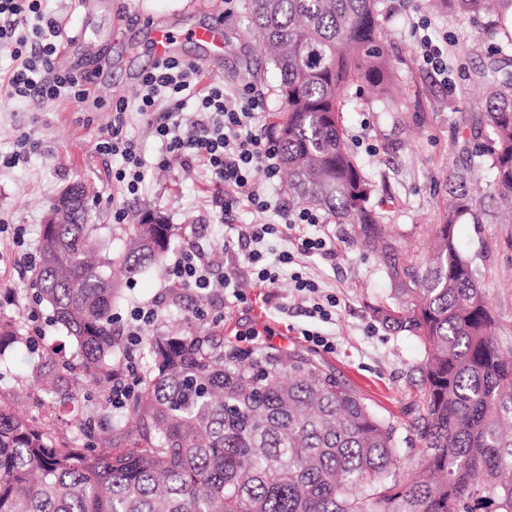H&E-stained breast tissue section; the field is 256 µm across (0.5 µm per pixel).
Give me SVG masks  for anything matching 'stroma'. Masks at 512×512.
Masks as SVG:
<instances>
[{
    "label": "stroma",
    "mask_w": 512,
    "mask_h": 512,
    "mask_svg": "<svg viewBox=\"0 0 512 512\" xmlns=\"http://www.w3.org/2000/svg\"><path fill=\"white\" fill-rule=\"evenodd\" d=\"M390 5L385 27L395 66V105L386 112L372 95H364L356 105L344 108L342 123L350 147L376 186L373 206L406 243L425 254L432 246L434 225L443 220L448 179L464 158L463 146L480 138L474 121L479 113L480 73L491 47L512 38V22L493 30L482 19L426 10L422 0H390ZM47 10L56 18L62 37L86 28L80 51H95L94 62L104 76L90 83V97L82 109L68 101L0 96V157L15 152L19 139L28 141L24 159L0 167V290L14 293L11 303L0 305V312L21 318L26 334L35 340L48 344L60 340L63 331L53 323L50 310L33 301L32 272L19 258L25 251L37 253L41 226L60 193L72 184H84L89 220L102 227L103 253L116 255L125 249L126 236L112 221L117 208L127 209L131 224L144 212L158 213L181 229L177 246L201 242L212 253L214 273H231L247 295L241 304L228 293L188 289L149 268L121 286L112 305L117 329L125 328L133 307L156 304L167 310L156 332L188 336L195 327L182 317L200 309L210 317L223 316L225 337L256 330L261 346L312 354L355 386L378 415L397 424L401 469L411 472L417 457L410 449L409 423L421 393L418 367L424 352L414 339L391 333L373 318V307L388 303L392 296L390 281L378 257L352 243L349 225L329 220L318 225L317 233L334 240L335 252L301 260L306 276L338 302L332 319L325 322L314 314L312 301L295 292L290 268H282L270 285L256 284L249 276L248 250L239 244L232 227L279 223L275 211L247 208L225 216L223 185L199 164L188 167L173 160L156 165L160 145L135 113L127 114L122 134L137 142L152 164L139 197L125 195L113 182L112 158L95 149L99 137L112 127L113 102L134 100L140 92L139 77L151 64L156 24L186 31L206 28L218 19L224 23L221 49L191 41L175 49L178 58L196 62L205 77L181 111L183 135H201L195 124L197 95L213 78L261 86L265 102L260 122L270 125L280 106L278 74L250 35L245 11H227L224 0H101L90 17L79 14L75 0H47ZM424 19L431 23V37L447 48V78L419 61L410 26ZM481 207L482 223L460 217L455 237L497 315L499 345L512 350V224L496 222L499 203L492 193L482 196ZM19 226L24 229L20 248L13 243ZM306 329L328 334L333 350L313 347L302 335ZM58 361L57 355L14 344L0 358V393L13 396L19 410L51 432L57 444L71 447L83 415L95 413L105 423L109 413L91 386L66 406L52 404L33 378L36 371L55 367Z\"/></svg>",
    "instance_id": "35a3bbf8"
}]
</instances>
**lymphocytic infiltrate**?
I'll return each instance as SVG.
<instances>
[{"instance_id":"obj_1","label":"lymphocytic infiltrate","mask_w":512,"mask_h":512,"mask_svg":"<svg viewBox=\"0 0 512 512\" xmlns=\"http://www.w3.org/2000/svg\"><path fill=\"white\" fill-rule=\"evenodd\" d=\"M0 46L9 49L15 60L6 80L7 95L24 99L31 96L46 101H83L88 90L82 74L55 66L63 43L59 26L49 16L43 0H0ZM201 68L197 63L177 58L155 64L141 75L140 93L135 102L121 99L112 110V130L101 136L96 149L104 156H117L121 165L113 170L116 181L125 185L129 195H138L146 177L147 162L138 145L120 135L126 112L136 111L149 125L162 153L160 163L178 158L183 164L202 161L211 177L224 186V210L232 212L245 205L259 211L276 209L282 224H238L239 240L249 244L247 262L255 281L272 283L278 278L277 266L296 263L298 256L330 252L332 242L321 236H300L296 249L281 251L275 263H268L260 249L266 237L302 224L317 225L319 214L288 202L273 204L252 191L256 177L273 179L280 171L281 159L273 138H261L255 132L263 107V97L251 82L225 89L222 80H211L199 99L198 111L204 129L200 136H183L178 110L185 94L197 85ZM169 104L165 120H155L160 104ZM170 277L181 285L201 291L235 287L232 275L212 279L210 263L202 244H193L169 266ZM160 318L156 306H138L130 313L125 337L126 377L115 378L110 399L113 409L124 406L134 387L133 375L139 363V350L146 330Z\"/></svg>"}]
</instances>
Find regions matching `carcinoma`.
<instances>
[{"instance_id":"obj_1","label":"carcinoma","mask_w":512,"mask_h":512,"mask_svg":"<svg viewBox=\"0 0 512 512\" xmlns=\"http://www.w3.org/2000/svg\"><path fill=\"white\" fill-rule=\"evenodd\" d=\"M474 18L512 16V0H426ZM280 79L275 143L299 205L349 224L383 262L392 302L374 310L387 330L424 350L413 428L421 462L399 473L397 425L301 351L258 350L197 336H145L138 384L120 418L79 427L81 448H59L0 394V512H512V356L496 316L457 249L454 224H478L470 191L484 173L512 210V39L480 72L484 141L449 181L432 258L399 242L373 207L375 185L349 150L342 107L368 88L384 109L394 65L386 0H245ZM101 225L88 213L42 225L34 295L77 346L66 372L107 389L123 374L112 315L119 283L160 267L174 226L127 224L117 257L94 258ZM23 340L0 314V351Z\"/></svg>"}]
</instances>
